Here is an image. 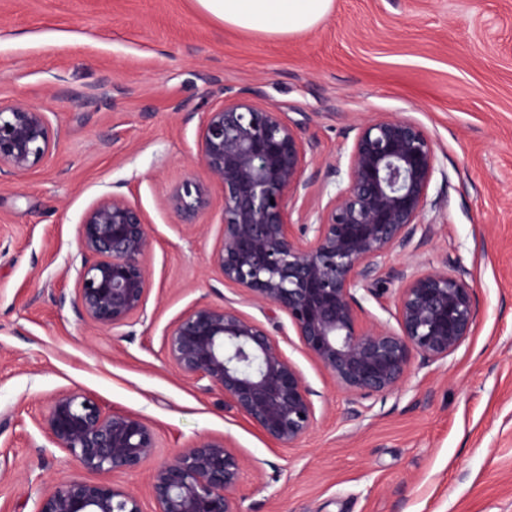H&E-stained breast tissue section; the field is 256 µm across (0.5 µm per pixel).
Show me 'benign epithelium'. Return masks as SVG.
<instances>
[{
	"instance_id": "7a95c632",
	"label": "benign epithelium",
	"mask_w": 512,
	"mask_h": 512,
	"mask_svg": "<svg viewBox=\"0 0 512 512\" xmlns=\"http://www.w3.org/2000/svg\"><path fill=\"white\" fill-rule=\"evenodd\" d=\"M201 110L198 154L223 197L216 262L224 282L284 312L302 348L339 389L360 400L392 392L414 361H443L473 335L474 285L446 268L386 272L402 281L394 304L398 329L361 316L357 292L382 281L381 260L431 232L422 217L438 157L419 123L385 116L357 124L346 170H331L345 185L328 194L305 176L314 145L283 113L243 95ZM60 135L41 108L0 101V176L43 162ZM300 197L306 206L298 208ZM168 204L194 218L208 204V186L188 176ZM150 249L146 216L124 196L106 193L84 212L75 303L90 325L114 329L142 312ZM164 349L180 374L220 391L224 406L267 438L290 446L311 431L313 391L261 323L231 307L199 304L166 332ZM39 428L92 472H134L156 451L141 417L106 412L83 391L56 395ZM243 466L224 440H203L160 464L147 493L155 512H239ZM34 512L143 510L140 495L121 485L72 479L43 493Z\"/></svg>"
}]
</instances>
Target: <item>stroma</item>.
I'll return each instance as SVG.
<instances>
[{
	"mask_svg": "<svg viewBox=\"0 0 512 512\" xmlns=\"http://www.w3.org/2000/svg\"><path fill=\"white\" fill-rule=\"evenodd\" d=\"M257 93L313 143L309 172L338 188L358 122L409 117L446 180L435 233L383 268L465 269L479 310L448 360L412 365L360 402L301 347L286 314L226 284L215 263L222 193L196 224L168 205L198 156L202 103ZM0 100L42 108L61 137L39 166L0 180V512H33L56 482L100 476L39 429L51 400L92 394L143 418L155 455L100 478L143 496L156 467L204 438L244 460L239 512H512V0H334L317 27L269 38L225 26L196 0H0ZM123 194L152 247L143 312L100 330L74 303L84 212ZM268 323L313 390L316 421L290 447L168 362L164 334L199 304Z\"/></svg>",
	"mask_w": 512,
	"mask_h": 512,
	"instance_id": "stroma-1",
	"label": "stroma"
}]
</instances>
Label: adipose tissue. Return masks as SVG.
Returning a JSON list of instances; mask_svg holds the SVG:
<instances>
[{
	"label": "adipose tissue",
	"mask_w": 512,
	"mask_h": 512,
	"mask_svg": "<svg viewBox=\"0 0 512 512\" xmlns=\"http://www.w3.org/2000/svg\"><path fill=\"white\" fill-rule=\"evenodd\" d=\"M224 22L266 36L307 32L328 14L333 0H197Z\"/></svg>",
	"instance_id": "adipose-tissue-1"
}]
</instances>
